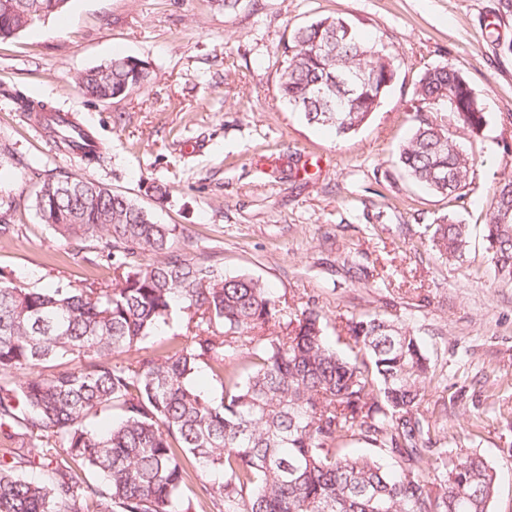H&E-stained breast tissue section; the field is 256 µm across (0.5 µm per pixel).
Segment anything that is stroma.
Here are the masks:
<instances>
[{"mask_svg":"<svg viewBox=\"0 0 512 512\" xmlns=\"http://www.w3.org/2000/svg\"><path fill=\"white\" fill-rule=\"evenodd\" d=\"M498 0H69L65 10L0 41V198L12 201L0 269L39 288L111 277L94 241L42 224L35 194L50 174L94 179L155 221L177 250L227 274L259 277L280 301L317 307L346 351L344 320L378 314L409 325L434 373L420 411L437 446L471 448L497 475L490 512H512V283L490 261L492 188L512 175V14ZM339 16L382 39L399 79L356 134L308 125L277 98L283 43L296 27ZM148 63L153 79L100 101L79 86L112 57ZM449 64L487 112L460 141L477 179L461 200L409 181L395 164L425 68ZM69 114L102 143L91 165L57 150L22 102ZM166 188L155 194L154 185ZM469 228L461 259L425 241L437 218Z\"/></svg>","mask_w":512,"mask_h":512,"instance_id":"35a3bbf8","label":"stroma"}]
</instances>
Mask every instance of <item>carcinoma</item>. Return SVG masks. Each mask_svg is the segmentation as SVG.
Instances as JSON below:
<instances>
[{"label": "carcinoma", "instance_id": "cac0c4a2", "mask_svg": "<svg viewBox=\"0 0 512 512\" xmlns=\"http://www.w3.org/2000/svg\"><path fill=\"white\" fill-rule=\"evenodd\" d=\"M67 3L0 0V40ZM398 77L381 39L327 16L283 44L277 92L289 111L343 138ZM152 80L144 61L122 56L80 84L105 100ZM415 101L398 166L460 200L477 173L457 132L479 137L485 107L448 64L425 68ZM36 208L61 237L96 241L114 278L25 288L0 270V432L17 442L0 450V512H489L493 469L466 448L451 465L433 448L419 414L431 366L412 328L379 315L353 319L357 352L343 356L317 308L284 318L262 280L173 250L176 227L102 183L51 175ZM510 212L512 176L493 187L485 225L507 283ZM429 241L457 260L468 228L443 217ZM174 314L186 342L139 354ZM348 434L395 456L399 469L344 453L337 440ZM212 471L224 473L221 485L207 478Z\"/></svg>", "mask_w": 512, "mask_h": 512}]
</instances>
